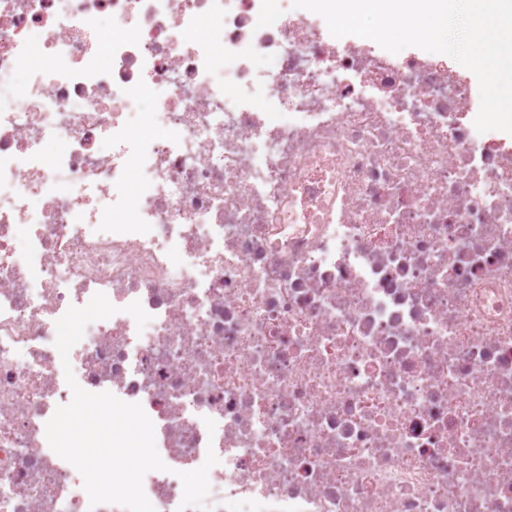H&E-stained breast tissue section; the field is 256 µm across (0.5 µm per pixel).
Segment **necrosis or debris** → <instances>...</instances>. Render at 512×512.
<instances>
[{
  "mask_svg": "<svg viewBox=\"0 0 512 512\" xmlns=\"http://www.w3.org/2000/svg\"><path fill=\"white\" fill-rule=\"evenodd\" d=\"M32 56L0 94V512H124L47 441L66 359L152 421L155 512L211 452L215 512H512V138L465 76L269 0H0V81Z\"/></svg>",
  "mask_w": 512,
  "mask_h": 512,
  "instance_id": "1",
  "label": "necrosis or debris"
}]
</instances>
